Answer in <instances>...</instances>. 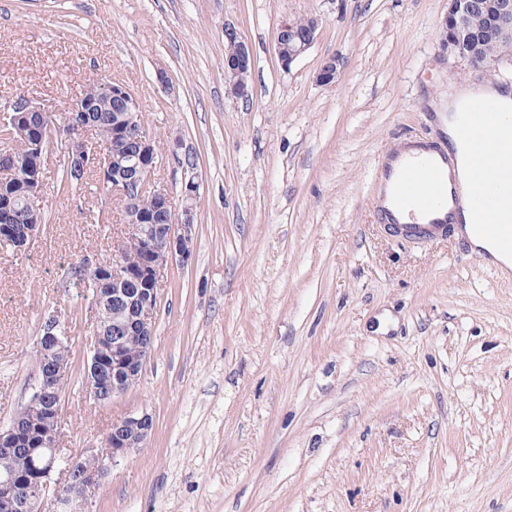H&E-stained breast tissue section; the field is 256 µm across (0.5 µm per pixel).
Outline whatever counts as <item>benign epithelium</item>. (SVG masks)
I'll list each match as a JSON object with an SVG mask.
<instances>
[{
	"instance_id": "benign-epithelium-1",
	"label": "benign epithelium",
	"mask_w": 512,
	"mask_h": 512,
	"mask_svg": "<svg viewBox=\"0 0 512 512\" xmlns=\"http://www.w3.org/2000/svg\"><path fill=\"white\" fill-rule=\"evenodd\" d=\"M480 9L491 18L495 29L501 32L512 30V0H448V12L444 18L441 43L448 53L471 59V53L459 48L457 34L465 24L466 14ZM319 19L310 17L298 25L284 21L277 29L275 53L281 67L289 68L305 54L317 39ZM224 40L230 51L224 56V74L229 80V92L239 98L248 96L247 78L253 66V55L248 42L233 25L224 26ZM340 73V60L331 58L321 67L318 79L324 84L332 83ZM115 98L126 106L127 121L117 127L116 135L128 129L138 131L137 147L133 150H115L97 155L92 142L85 143L83 153L67 154V167L79 172L93 167L100 181L111 185L123 201L127 223L138 225V250L129 256L118 252L117 265L141 283L135 294L120 288L121 277L112 276V287L95 290L97 311L111 301L128 305L131 315L128 322L104 335L98 323L91 322L92 336L89 341V381L109 388L112 398L123 396L140 379L144 361L135 362L124 355L127 343L135 336L153 339L155 320L160 299L162 273L173 262L185 264L193 249V224L191 213L198 197L199 184L190 178L184 184L182 201L185 220L173 223L172 206L167 194L155 189L152 176L156 169L153 140L145 127L136 123L140 116L138 101L129 96L122 84L104 82L91 93H85L73 103L65 114L62 125L45 130L42 125H33L29 117L43 113V109L28 97L13 99L0 106V179L16 177L17 163L14 154V134L25 138L29 146L42 150L45 143L68 139V132L83 130L90 123L92 113L98 111L101 97ZM24 202L28 209H39L38 198L43 185V175L37 171L26 177ZM17 196L0 194V226L8 231L16 212ZM42 336L36 348L43 357L41 372L36 375L32 392L15 414L10 424L0 428V459L12 456L20 442L18 426L25 422L41 428L40 417L56 418V427L50 432H41L35 440L37 477L31 493L24 497L17 494V479L13 473L0 477V512H42L47 507L54 512H80L95 496L102 479L118 457H124L143 447L152 430L153 419L146 413H131L112 423V447L86 448L82 456L98 462V468L84 470L80 461L62 455L60 441L63 436L62 413L54 400L56 379L65 369V363L55 358L56 349L64 344L66 336L60 328L56 314L44 317Z\"/></svg>"
}]
</instances>
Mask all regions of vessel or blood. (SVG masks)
I'll return each instance as SVG.
<instances>
[{"label": "vessel or blood", "instance_id": "1", "mask_svg": "<svg viewBox=\"0 0 512 512\" xmlns=\"http://www.w3.org/2000/svg\"><path fill=\"white\" fill-rule=\"evenodd\" d=\"M480 106L478 119L462 125L466 135L476 141L487 137L499 118L495 101L484 99ZM379 179L381 215L406 240L425 244L446 235L449 227L458 225L461 203L466 200L474 211L491 210L495 223L481 226L480 232L500 252L512 256L511 167H498L489 181L472 182L464 190L448 152L429 146L423 155L402 162H385ZM405 211L410 212L411 223L399 221V214Z\"/></svg>", "mask_w": 512, "mask_h": 512}]
</instances>
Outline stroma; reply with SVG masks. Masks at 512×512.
<instances>
[{
    "label": "stroma",
    "mask_w": 512,
    "mask_h": 512,
    "mask_svg": "<svg viewBox=\"0 0 512 512\" xmlns=\"http://www.w3.org/2000/svg\"><path fill=\"white\" fill-rule=\"evenodd\" d=\"M448 0H0V103L63 115L88 78L135 94L155 182L182 222L200 184L191 260L169 264L139 382L86 394L90 297L66 285L128 233L119 193L58 178L46 151L45 224L0 249V425L36 375L42 318L72 338L61 446L80 456L113 422L153 430L117 459L83 512H512V278L466 238L399 241L381 224L380 162L441 143L433 105L457 87L512 86L448 55ZM320 19L277 61L284 20ZM249 43V94L224 76V27ZM342 62L335 83L317 75ZM195 156L186 171V156ZM320 21L306 18L302 25L284 21L277 29L275 53L282 68H289L293 62L305 54L317 39Z\"/></svg>",
    "instance_id": "stroma-1"
}]
</instances>
